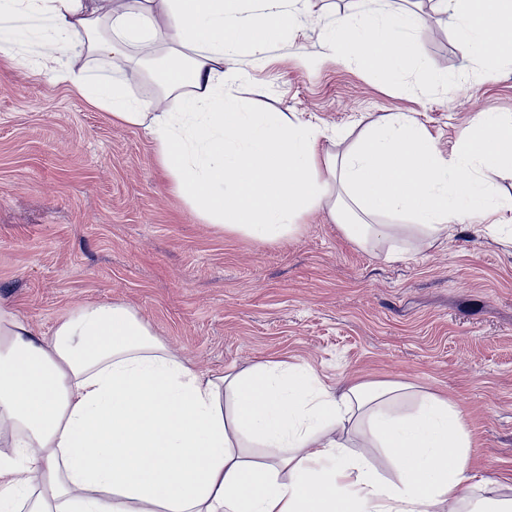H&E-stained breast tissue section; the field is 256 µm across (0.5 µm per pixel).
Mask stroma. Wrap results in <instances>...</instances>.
Listing matches in <instances>:
<instances>
[{
  "mask_svg": "<svg viewBox=\"0 0 512 512\" xmlns=\"http://www.w3.org/2000/svg\"><path fill=\"white\" fill-rule=\"evenodd\" d=\"M347 0H298L264 62L226 60L224 93L331 133L343 153L366 126L401 112L442 150L478 112L512 115V65L484 79L456 23L424 0L415 48L429 71L466 75L468 90L408 69L386 84L332 55L321 30ZM156 40L80 57L97 81L124 76L134 98L162 101L148 66ZM0 58V299L43 333L98 303L133 308L203 373L267 358L352 380L411 382L447 394L473 438L469 474L484 496L512 488V239L456 227L421 251L362 248L327 213L288 240L261 244L207 224L174 195L154 144L54 81L23 46Z\"/></svg>",
  "mask_w": 512,
  "mask_h": 512,
  "instance_id": "obj_1",
  "label": "stroma"
}]
</instances>
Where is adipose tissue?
Wrapping results in <instances>:
<instances>
[{
  "mask_svg": "<svg viewBox=\"0 0 512 512\" xmlns=\"http://www.w3.org/2000/svg\"><path fill=\"white\" fill-rule=\"evenodd\" d=\"M323 28L331 51L381 80L417 64L421 8L351 0ZM284 0H0V43L28 35L55 81L152 137L174 193L211 224L262 242L295 235L327 209L358 246L452 226L487 225L501 203L482 178L512 171V119L477 115L442 151L413 118L390 114L337 155L326 130L223 96L224 61L261 59L284 33ZM485 78L512 63V0H434ZM163 8L166 26L154 11ZM173 44L154 79L177 112H150L124 78L91 84L77 53ZM407 383L328 388L309 368L266 359L199 372L131 308L82 307L51 334L0 302V512H512V498H473L471 436L447 396ZM365 431L346 450L347 426ZM259 448L261 459L250 451ZM383 449L391 475L367 455Z\"/></svg>",
  "mask_w": 512,
  "mask_h": 512,
  "instance_id": "ef3b65f1",
  "label": "adipose tissue"
}]
</instances>
